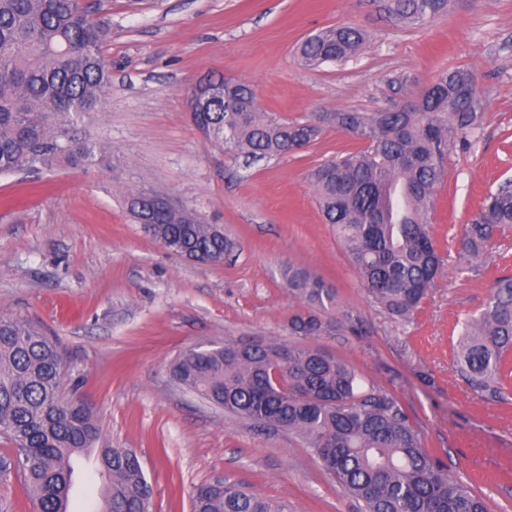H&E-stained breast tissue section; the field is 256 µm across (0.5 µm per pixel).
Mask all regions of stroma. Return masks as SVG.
Listing matches in <instances>:
<instances>
[{"label":"stroma","mask_w":512,"mask_h":512,"mask_svg":"<svg viewBox=\"0 0 512 512\" xmlns=\"http://www.w3.org/2000/svg\"><path fill=\"white\" fill-rule=\"evenodd\" d=\"M84 3L109 28L111 86L76 136L106 158L91 170L59 161L0 176V314L60 341L68 382L100 415L102 443L140 456L150 512H190L194 487L217 476L288 512H360L302 438L225 414L169 375L190 348L291 343L288 319L300 307L284 280L291 265L336 293L325 318L344 328L315 345L392 394L424 448L490 512H512V388L505 400L482 399L453 353L493 280L512 276V226L497 233L482 275L455 270L464 225L512 180V0H453L419 29L400 26L388 0ZM341 23L366 33L365 51L341 65H302L300 43ZM456 66L475 73L485 115L469 149H448L430 232L449 263L406 322L368 296L307 178L362 140L329 127L300 151L252 159L207 141L188 115L189 87L210 75L247 82L264 111L304 122L392 108L403 100L393 78L415 92ZM138 190L219 225L223 262L182 259L145 234L125 202Z\"/></svg>","instance_id":"1"}]
</instances>
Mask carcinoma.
<instances>
[{
	"instance_id": "carcinoma-1",
	"label": "carcinoma",
	"mask_w": 512,
	"mask_h": 512,
	"mask_svg": "<svg viewBox=\"0 0 512 512\" xmlns=\"http://www.w3.org/2000/svg\"><path fill=\"white\" fill-rule=\"evenodd\" d=\"M449 0H390L401 25L420 27L448 11ZM107 30L77 0H0V175L39 171L64 158L85 169L102 152L80 142L74 124L104 103L109 81L102 45ZM366 47L364 33L339 24L299 47L308 66L345 62ZM206 139L236 155L276 157L314 143L332 126L365 146L309 173L326 223L349 253L368 296L389 316L409 320L435 286L445 259L429 231L434 189L448 147L468 149L484 107L473 72L445 70L414 94L416 105L378 112L338 111L294 123L260 109L247 83L210 76L195 83ZM127 207L170 251L214 263L228 243L215 224L188 206L135 191ZM512 224V185L482 202L459 245L460 275H477L492 240ZM288 293L305 309L293 315L288 345L224 341L179 354L170 373L183 390L225 413L294 432L361 512H488L485 500L458 482L423 448L397 400L361 384L347 362L308 343L328 324L319 312L336 293L305 268L285 271ZM456 363L481 397L506 399L512 377V277H499L478 314L464 324ZM65 356L57 340L31 323L0 314V435L15 447L12 465L33 512H68L74 462L95 457L102 512H149L153 496L130 448L95 447L98 415L64 388ZM191 512H286V505L228 480L203 483Z\"/></svg>"
}]
</instances>
